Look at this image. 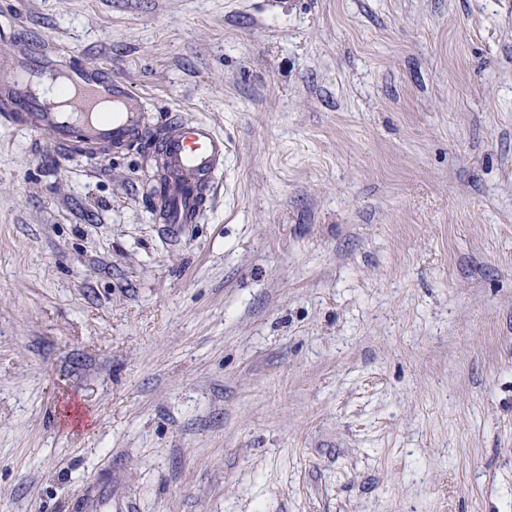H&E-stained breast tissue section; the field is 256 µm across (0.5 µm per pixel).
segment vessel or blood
I'll use <instances>...</instances> for the list:
<instances>
[{
	"instance_id": "vessel-or-blood-1",
	"label": "vessel or blood",
	"mask_w": 512,
	"mask_h": 512,
	"mask_svg": "<svg viewBox=\"0 0 512 512\" xmlns=\"http://www.w3.org/2000/svg\"><path fill=\"white\" fill-rule=\"evenodd\" d=\"M0 116L22 129L49 132L61 147L78 142L87 155L142 145L159 158L165 191L155 199L160 223L193 224L224 168L226 145L207 121L172 118L159 136H151L148 104L111 69L48 58L42 45L13 29L0 43ZM111 476L89 484L78 512H115Z\"/></svg>"
}]
</instances>
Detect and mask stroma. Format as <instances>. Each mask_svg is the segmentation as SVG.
<instances>
[{"instance_id": "35a3bbf8", "label": "stroma", "mask_w": 512, "mask_h": 512, "mask_svg": "<svg viewBox=\"0 0 512 512\" xmlns=\"http://www.w3.org/2000/svg\"><path fill=\"white\" fill-rule=\"evenodd\" d=\"M229 146L0 123V512H512V0H0ZM133 512V506L122 507L112 495V473L92 482L87 487L86 493L80 502L76 504L78 512ZM125 509V511H123Z\"/></svg>"}]
</instances>
